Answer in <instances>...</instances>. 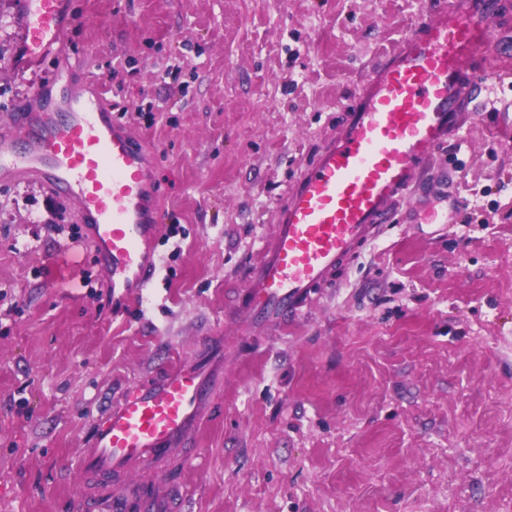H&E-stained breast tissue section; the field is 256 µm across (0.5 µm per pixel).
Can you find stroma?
I'll use <instances>...</instances> for the list:
<instances>
[{
    "instance_id": "35a3bbf8",
    "label": "stroma",
    "mask_w": 512,
    "mask_h": 512,
    "mask_svg": "<svg viewBox=\"0 0 512 512\" xmlns=\"http://www.w3.org/2000/svg\"><path fill=\"white\" fill-rule=\"evenodd\" d=\"M430 2L70 0L73 80L157 157L161 267L113 298L76 203L0 180V512H95L97 416L211 334L224 390L185 512H512V88L288 329L241 334L236 309L287 187ZM20 9L0 0V113L65 69L18 67Z\"/></svg>"
}]
</instances>
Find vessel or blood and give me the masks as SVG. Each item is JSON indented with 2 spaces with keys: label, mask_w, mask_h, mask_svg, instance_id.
I'll return each mask as SVG.
<instances>
[{
  "label": "vessel or blood",
  "mask_w": 512,
  "mask_h": 512,
  "mask_svg": "<svg viewBox=\"0 0 512 512\" xmlns=\"http://www.w3.org/2000/svg\"><path fill=\"white\" fill-rule=\"evenodd\" d=\"M435 10L374 68L338 135L287 190L244 284L252 324L274 332L300 316L337 267L392 222L404 194L487 91L475 65L494 54L492 25L512 11V0H436ZM67 13V0H22L23 63L63 53ZM447 13L452 21H444ZM51 84L54 93L35 109L0 122V178L26 176L73 198L108 287L135 298L159 270L154 156L97 86L81 89L58 76ZM222 370L221 350L208 340L194 361L176 360L121 387L78 451L84 499L98 512H183L181 483L161 480L129 494L123 485L145 462L187 460Z\"/></svg>",
  "instance_id": "b4317fda"
}]
</instances>
